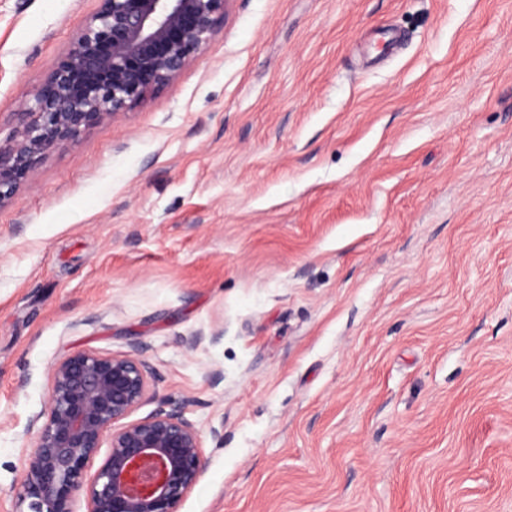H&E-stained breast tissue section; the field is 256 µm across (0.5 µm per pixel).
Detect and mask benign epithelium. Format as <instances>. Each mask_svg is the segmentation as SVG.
Wrapping results in <instances>:
<instances>
[{"label": "benign epithelium", "instance_id": "7a95c632", "mask_svg": "<svg viewBox=\"0 0 512 512\" xmlns=\"http://www.w3.org/2000/svg\"><path fill=\"white\" fill-rule=\"evenodd\" d=\"M98 2L0 141V208L51 153L171 83L207 45L227 0ZM49 375L46 407L25 427L32 448L13 485L14 512H178L206 467L192 401L131 419L152 387L136 344L73 351Z\"/></svg>", "mask_w": 512, "mask_h": 512}]
</instances>
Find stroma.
I'll return each instance as SVG.
<instances>
[{
	"mask_svg": "<svg viewBox=\"0 0 512 512\" xmlns=\"http://www.w3.org/2000/svg\"><path fill=\"white\" fill-rule=\"evenodd\" d=\"M97 8L0 0L1 139ZM135 342V418L224 434L178 512H512V0H228L50 154L0 208V512L51 363Z\"/></svg>",
	"mask_w": 512,
	"mask_h": 512,
	"instance_id": "obj_1",
	"label": "stroma"
}]
</instances>
